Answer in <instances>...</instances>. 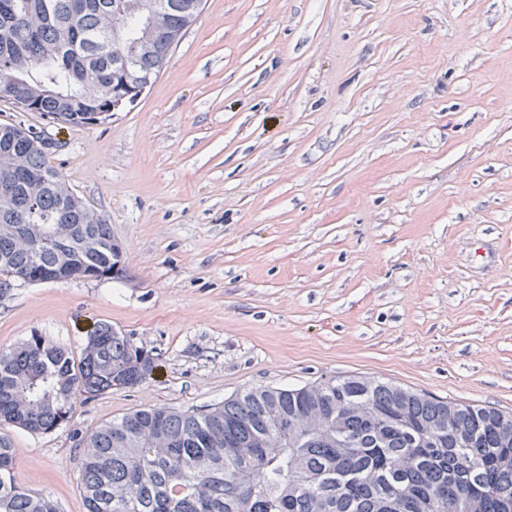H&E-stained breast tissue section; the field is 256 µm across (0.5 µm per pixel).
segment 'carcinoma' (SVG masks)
Instances as JSON below:
<instances>
[{
  "label": "carcinoma",
  "mask_w": 512,
  "mask_h": 512,
  "mask_svg": "<svg viewBox=\"0 0 512 512\" xmlns=\"http://www.w3.org/2000/svg\"><path fill=\"white\" fill-rule=\"evenodd\" d=\"M0 100L46 120L88 124L154 72L168 33L190 29L198 0L174 2L170 29L150 31L145 0H0ZM126 6L124 27L112 14ZM44 131L0 123V270L38 254L46 280L119 279L124 249L108 222L49 161ZM70 225L58 238L54 225ZM150 352L108 324L79 356L33 332L0 350V426L49 433L73 398L144 382ZM86 512H512V412L441 400L381 379L246 388L205 412L145 408L79 439ZM0 512H62L20 486L0 435Z\"/></svg>",
  "instance_id": "carcinoma-1"
}]
</instances>
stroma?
<instances>
[{"label": "stroma", "mask_w": 512, "mask_h": 512, "mask_svg": "<svg viewBox=\"0 0 512 512\" xmlns=\"http://www.w3.org/2000/svg\"><path fill=\"white\" fill-rule=\"evenodd\" d=\"M12 121L48 128L127 272L15 287L0 349L106 322L155 358L50 433L0 428L63 512L77 434L144 407L356 374L512 411V0H206L133 108Z\"/></svg>", "instance_id": "1"}]
</instances>
